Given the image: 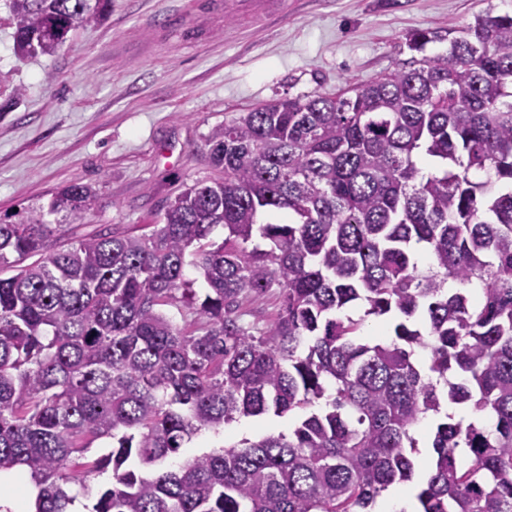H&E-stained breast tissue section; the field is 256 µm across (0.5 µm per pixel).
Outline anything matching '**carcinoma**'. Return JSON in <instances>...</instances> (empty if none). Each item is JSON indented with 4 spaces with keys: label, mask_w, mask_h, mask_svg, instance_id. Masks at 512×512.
<instances>
[{
    "label": "carcinoma",
    "mask_w": 512,
    "mask_h": 512,
    "mask_svg": "<svg viewBox=\"0 0 512 512\" xmlns=\"http://www.w3.org/2000/svg\"><path fill=\"white\" fill-rule=\"evenodd\" d=\"M106 4L6 0L15 52L55 53ZM444 41L215 127L213 176L148 232L56 245L45 216L81 223L80 183L0 224V472L31 480L34 512H72L76 483L86 512H369L395 484L416 512H512V15L408 48ZM273 294L276 315L244 323ZM371 316L390 339H362ZM270 413L298 417L181 457ZM100 440L112 450L87 460ZM287 428L288 417L278 418L273 414H269L263 417L242 418L240 421L227 426L224 430V434L215 435L213 433H207L194 439L193 442L188 445L189 448H184L183 457L212 449L208 447L221 446L224 444V438L226 441H238L242 438L254 439L261 434L271 431H287Z\"/></svg>",
    "instance_id": "cac0c4a2"
}]
</instances>
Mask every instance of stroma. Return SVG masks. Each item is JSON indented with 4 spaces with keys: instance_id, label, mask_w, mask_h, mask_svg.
I'll use <instances>...</instances> for the list:
<instances>
[{
    "instance_id": "1",
    "label": "stroma",
    "mask_w": 512,
    "mask_h": 512,
    "mask_svg": "<svg viewBox=\"0 0 512 512\" xmlns=\"http://www.w3.org/2000/svg\"><path fill=\"white\" fill-rule=\"evenodd\" d=\"M486 14L511 15L512 0H110L54 55L20 57L0 0V221L78 182L96 198L77 234L144 231L211 176L214 127L365 83L417 59L411 32ZM287 427L244 418L185 453Z\"/></svg>"
}]
</instances>
